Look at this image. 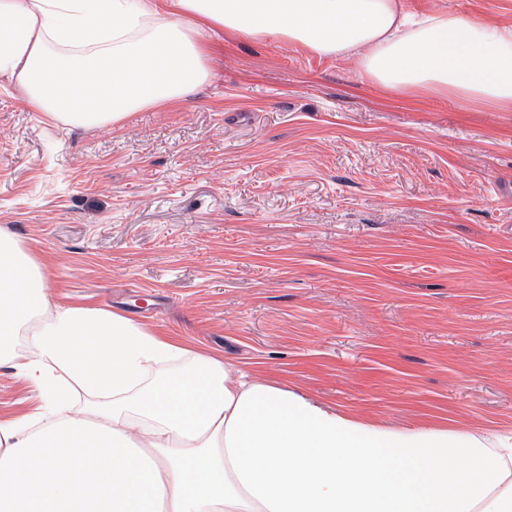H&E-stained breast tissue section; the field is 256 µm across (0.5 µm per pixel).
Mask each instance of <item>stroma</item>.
<instances>
[{
	"mask_svg": "<svg viewBox=\"0 0 512 512\" xmlns=\"http://www.w3.org/2000/svg\"><path fill=\"white\" fill-rule=\"evenodd\" d=\"M512 25V0H412ZM206 83L121 128L0 84V228L48 298L120 313L357 419L512 431V112L205 33ZM40 393L0 366V420Z\"/></svg>",
	"mask_w": 512,
	"mask_h": 512,
	"instance_id": "1",
	"label": "stroma"
}]
</instances>
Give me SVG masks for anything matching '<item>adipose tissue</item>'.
I'll return each instance as SVG.
<instances>
[{"mask_svg": "<svg viewBox=\"0 0 512 512\" xmlns=\"http://www.w3.org/2000/svg\"><path fill=\"white\" fill-rule=\"evenodd\" d=\"M216 29L512 110V26L408 0H0V80L55 122L117 129L204 84ZM46 281L0 230V360L42 397L0 422V512H512L510 445L358 420L123 315L50 309ZM77 388L97 401L76 418Z\"/></svg>", "mask_w": 512, "mask_h": 512, "instance_id": "adipose-tissue-1", "label": "adipose tissue"}]
</instances>
